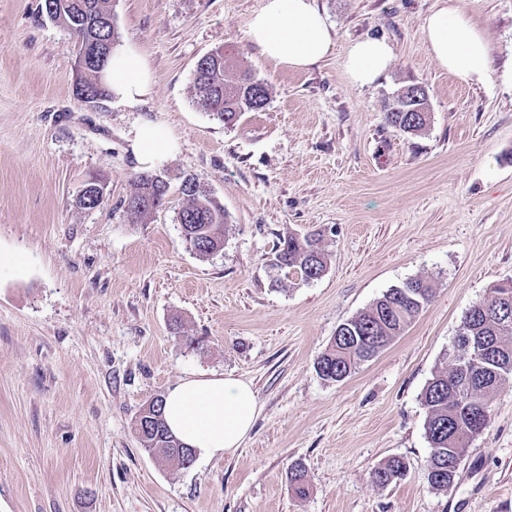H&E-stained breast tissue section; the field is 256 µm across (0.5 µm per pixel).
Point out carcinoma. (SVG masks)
I'll use <instances>...</instances> for the list:
<instances>
[{
    "label": "carcinoma",
    "instance_id": "1",
    "mask_svg": "<svg viewBox=\"0 0 512 512\" xmlns=\"http://www.w3.org/2000/svg\"><path fill=\"white\" fill-rule=\"evenodd\" d=\"M43 11L53 22L70 31L76 38L77 50L92 39L119 41L112 14V0H44ZM239 61L216 48L201 57L195 66L191 99L193 105L209 112L226 126L235 125L245 112L262 109L268 101V88L251 72L238 70ZM77 82L93 92H107L102 80L103 69H76ZM405 95L386 113V121L403 133H417L426 127L421 112L404 111ZM169 183L162 175L141 173L133 180L129 194L143 202L128 209L136 220H144L162 205ZM184 205L179 211L183 222L182 236L200 257H209L224 247L226 215L224 206L194 176L183 177L180 184ZM205 214L200 222L196 216ZM321 235L302 237L288 235L280 240L271 266L286 274L292 272L308 281L310 274L322 276L327 257L320 245ZM512 293V285L491 289L486 314L463 318L460 337L449 368L437 370L423 389L421 398L426 408L425 434L430 445L426 461V479L437 491L452 484L463 449L487 427L489 397L506 380L512 379V303L501 306L500 295ZM433 297L431 285L420 278L391 288L364 311L340 324L337 338L318 357L316 369L322 379L342 382L356 365L378 354L374 341L386 347L402 335L426 309ZM135 430L144 448L166 462L185 467L184 446L166 426L164 416L155 423L148 418L136 419ZM406 462L390 457L375 467L372 481L387 486L406 472ZM288 480L297 494L304 496L308 488L305 470L296 464Z\"/></svg>",
    "mask_w": 512,
    "mask_h": 512
}]
</instances>
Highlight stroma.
I'll return each mask as SVG.
<instances>
[{"label":"stroma","mask_w":512,"mask_h":512,"mask_svg":"<svg viewBox=\"0 0 512 512\" xmlns=\"http://www.w3.org/2000/svg\"><path fill=\"white\" fill-rule=\"evenodd\" d=\"M263 3L112 0L121 40L151 71L149 101L132 109L78 99L75 40L42 0H0V512H512V381L445 492L426 480L421 400L466 312L512 280V87L499 80L512 0H457L490 47L495 77L480 86L427 51L438 0H315L334 44L304 71L248 42ZM368 37L394 57L360 88L343 54ZM219 47L270 89L232 127L190 103L197 61ZM414 84L431 118L404 134L386 114ZM146 122L177 147L161 166L164 204L136 223L124 201ZM186 174L227 214L224 248L207 258L176 222ZM92 176L106 198L88 211L75 200ZM315 230L324 275L274 283L279 236ZM416 277L435 296L404 335L323 380L315 362L337 327ZM192 372L249 382L258 416L234 454L158 465L135 418ZM391 456L407 474L375 485ZM297 463L303 498L288 482Z\"/></svg>","instance_id":"35a3bbf8"}]
</instances>
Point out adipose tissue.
Instances as JSON below:
<instances>
[{
  "instance_id": "ef3b65f1",
  "label": "adipose tissue",
  "mask_w": 512,
  "mask_h": 512,
  "mask_svg": "<svg viewBox=\"0 0 512 512\" xmlns=\"http://www.w3.org/2000/svg\"><path fill=\"white\" fill-rule=\"evenodd\" d=\"M248 40L262 55L292 70L319 64L331 44V31L312 0H265L247 22ZM423 41L439 66L467 85H484L492 78L488 45L454 0L441 7L422 25ZM391 45L381 39L351 44L344 62L349 81L358 87L374 83L389 68ZM111 95L136 108L151 94V74L144 57L133 46L117 44L105 66ZM175 143L161 127L142 126L133 151L141 166L153 168L174 150ZM258 412L252 386L235 377L194 372L164 398V416L171 433L204 458L233 454L249 433Z\"/></svg>"
}]
</instances>
